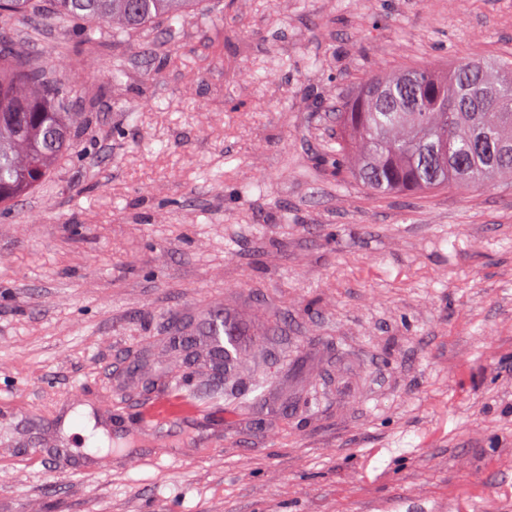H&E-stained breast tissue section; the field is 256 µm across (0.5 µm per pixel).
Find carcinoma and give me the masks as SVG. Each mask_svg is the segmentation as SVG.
I'll return each mask as SVG.
<instances>
[{
    "label": "carcinoma",
    "instance_id": "1",
    "mask_svg": "<svg viewBox=\"0 0 512 512\" xmlns=\"http://www.w3.org/2000/svg\"><path fill=\"white\" fill-rule=\"evenodd\" d=\"M202 0H51L61 25L82 21L112 33L182 16ZM34 0H0V205L49 178L73 145L77 123L62 83L37 67L12 65L10 21ZM338 155L378 194L431 193L512 174V61L458 60L362 80L337 115Z\"/></svg>",
    "mask_w": 512,
    "mask_h": 512
}]
</instances>
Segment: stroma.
Returning <instances> with one entry per match:
<instances>
[{"label": "stroma", "instance_id": "obj_1", "mask_svg": "<svg viewBox=\"0 0 512 512\" xmlns=\"http://www.w3.org/2000/svg\"><path fill=\"white\" fill-rule=\"evenodd\" d=\"M38 9L14 54L81 119L0 206V512H512V178L378 197L336 162L361 79L512 58V0H205L90 43ZM213 312L244 398L200 368L138 426L171 393L115 373ZM71 400L119 451L28 466ZM194 407L187 403L163 402L156 407H149L141 416L139 423L142 426L154 427L169 421L181 419L186 413L192 412Z\"/></svg>", "mask_w": 512, "mask_h": 512}]
</instances>
